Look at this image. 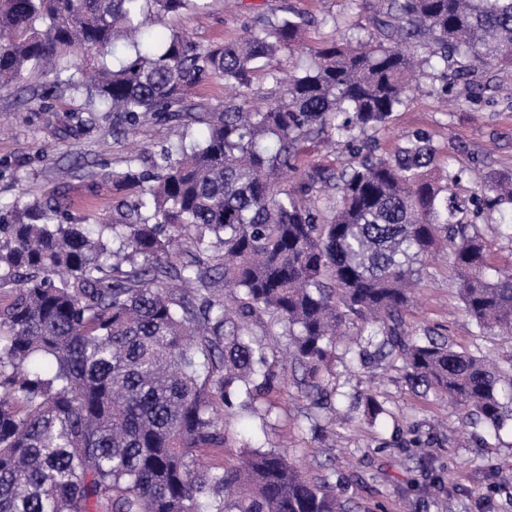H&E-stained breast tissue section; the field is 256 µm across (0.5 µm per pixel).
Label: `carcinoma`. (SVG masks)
I'll list each match as a JSON object with an SVG mask.
<instances>
[{
	"label": "carcinoma",
	"instance_id": "obj_1",
	"mask_svg": "<svg viewBox=\"0 0 512 512\" xmlns=\"http://www.w3.org/2000/svg\"><path fill=\"white\" fill-rule=\"evenodd\" d=\"M389 43L304 45L309 19L261 16L240 38L204 45L166 18L206 0H0V89L50 68L80 111L133 131L190 111L214 78L233 100L190 117L153 172L137 159L112 175L122 222L69 218L63 197L0 205V512H347L344 489L246 448L229 466L223 411L256 412L280 390L268 340L284 338L303 391L324 409L336 347L402 360L411 389L448 398L496 436L512 429V357L489 365L440 336L401 329L409 285L448 250L467 315L512 338V268L489 262L470 216L512 203V172L480 184L473 213L448 195L422 134L379 156L354 130L379 133L424 64H512V0H394ZM163 49L142 46L148 24ZM129 54L109 65L118 42ZM305 60L283 81L272 62ZM263 73L267 102L252 101ZM334 139L351 163H302ZM333 187L334 196H324ZM356 318L369 330L355 338ZM387 413L375 393L364 416Z\"/></svg>",
	"mask_w": 512,
	"mask_h": 512
}]
</instances>
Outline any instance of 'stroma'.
I'll return each mask as SVG.
<instances>
[{
    "label": "stroma",
    "instance_id": "stroma-1",
    "mask_svg": "<svg viewBox=\"0 0 512 512\" xmlns=\"http://www.w3.org/2000/svg\"><path fill=\"white\" fill-rule=\"evenodd\" d=\"M299 13L313 20L305 42L383 41L377 19L391 10V0H208L205 10L170 18L169 23L207 45L236 39L269 11ZM49 75L34 72L0 90V202L16 198L43 201L65 196L76 216H116L111 180L89 179V171L108 167L120 172L129 155L151 168L161 148L176 144L179 120H153L136 134H104L88 122L79 102L64 92L45 101ZM422 133L440 149V162L461 169L451 187L466 202L492 172L512 170V65L480 68L473 76L444 79L422 75L410 100L394 112L380 134V153L390 154L411 134ZM512 205L485 212L478 224L494 266H512V227L502 216ZM404 328L415 335L429 329L455 347L491 361L512 356V341L481 331L466 315L457 295L446 254L433 258L402 313ZM284 383L276 407L266 419L225 414L231 442L224 463L235 461L244 444L287 443L290 461L311 476L342 481L350 512H512V433L477 443L472 425L446 398L409 389L398 365L349 370L337 361L329 376L333 407L314 413L298 385L300 372L288 356L285 340L271 341ZM377 392L387 415L368 424L358 402ZM434 441L430 448H409L410 431ZM500 492L489 497V481Z\"/></svg>",
    "mask_w": 512,
    "mask_h": 512
}]
</instances>
